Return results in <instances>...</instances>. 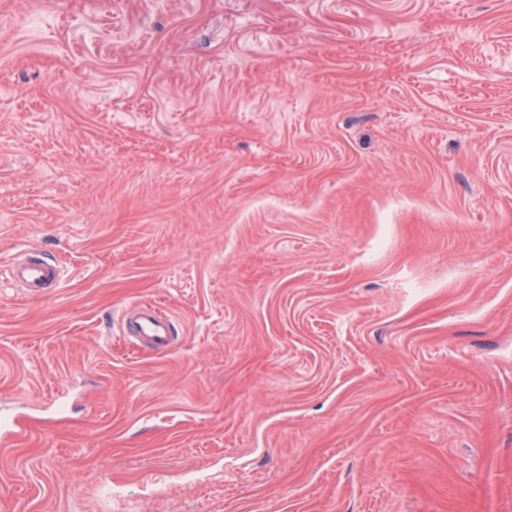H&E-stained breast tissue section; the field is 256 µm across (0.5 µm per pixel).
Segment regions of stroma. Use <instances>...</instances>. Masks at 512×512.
<instances>
[{"label":"stroma","instance_id":"obj_1","mask_svg":"<svg viewBox=\"0 0 512 512\" xmlns=\"http://www.w3.org/2000/svg\"><path fill=\"white\" fill-rule=\"evenodd\" d=\"M32 249L0 512H512V0H0ZM12 278L35 296H42L58 281L57 261L47 259L35 251L21 262H14L10 269ZM125 327L148 349L164 351L172 345L171 322L153 306L134 304L125 309Z\"/></svg>","mask_w":512,"mask_h":512}]
</instances>
